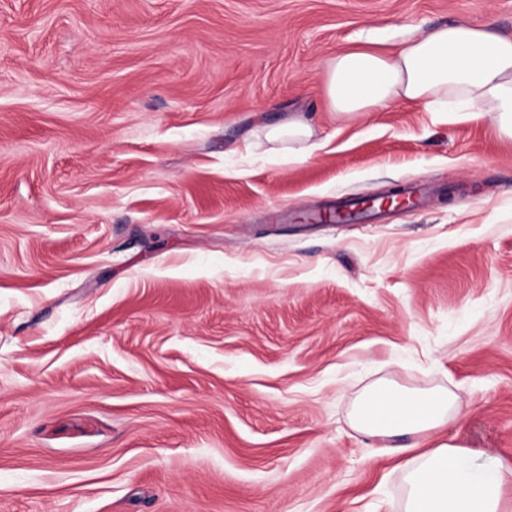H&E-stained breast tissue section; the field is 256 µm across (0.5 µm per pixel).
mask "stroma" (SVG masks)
I'll return each instance as SVG.
<instances>
[{
	"mask_svg": "<svg viewBox=\"0 0 512 512\" xmlns=\"http://www.w3.org/2000/svg\"><path fill=\"white\" fill-rule=\"evenodd\" d=\"M460 23L512 0H0V512H402L457 428L356 432L381 379L512 464V140L322 99L337 52ZM299 112L307 160L255 146ZM376 202H379V207L383 209L389 208L393 205L397 208L410 207L401 190H393L380 195L368 196L360 200V204L363 207L365 206L366 209L373 208Z\"/></svg>",
	"mask_w": 512,
	"mask_h": 512,
	"instance_id": "obj_1",
	"label": "stroma"
}]
</instances>
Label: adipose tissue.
I'll list each match as a JSON object with an SVG mask.
<instances>
[{"label": "adipose tissue", "instance_id": "adipose-tissue-1", "mask_svg": "<svg viewBox=\"0 0 512 512\" xmlns=\"http://www.w3.org/2000/svg\"><path fill=\"white\" fill-rule=\"evenodd\" d=\"M322 92L340 119L364 118L399 102L475 121L493 112L500 134L512 139V34L489 24H457L387 50L349 49L328 62ZM313 136L312 124L298 114L281 126L259 128L255 139L260 146L292 140L288 154L301 159L311 152ZM462 417L450 390L382 382L360 398L353 425L371 437L423 435ZM405 482L404 512H512L505 497L512 465L464 438L419 454Z\"/></svg>", "mask_w": 512, "mask_h": 512}]
</instances>
